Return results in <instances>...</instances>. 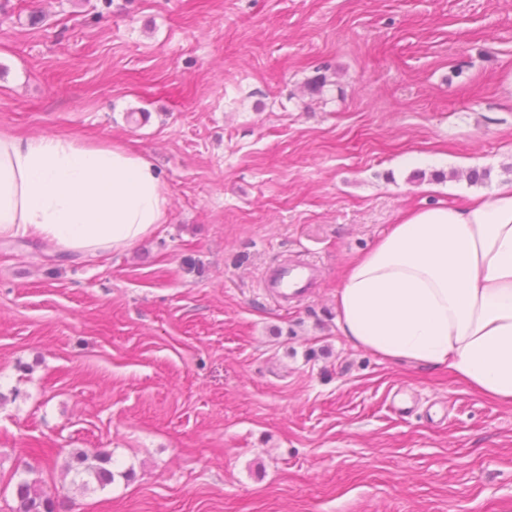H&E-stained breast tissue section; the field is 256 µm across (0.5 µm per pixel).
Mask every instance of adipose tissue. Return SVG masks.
Returning <instances> with one entry per match:
<instances>
[{
	"instance_id": "ef3b65f1",
	"label": "adipose tissue",
	"mask_w": 512,
	"mask_h": 512,
	"mask_svg": "<svg viewBox=\"0 0 512 512\" xmlns=\"http://www.w3.org/2000/svg\"><path fill=\"white\" fill-rule=\"evenodd\" d=\"M153 163L125 145L0 132V239L64 254L131 247L165 223ZM337 325L386 360L447 367L512 404V188L407 215L347 269Z\"/></svg>"
}]
</instances>
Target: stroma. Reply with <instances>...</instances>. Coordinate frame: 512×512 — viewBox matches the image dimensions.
I'll use <instances>...</instances> for the list:
<instances>
[{"mask_svg": "<svg viewBox=\"0 0 512 512\" xmlns=\"http://www.w3.org/2000/svg\"><path fill=\"white\" fill-rule=\"evenodd\" d=\"M0 130L120 141L169 196L129 249L0 240V512L27 476L55 512H512V405L334 303L407 213L512 187V0H0ZM315 278V269L310 265H283L269 276V287L274 290L284 305L294 297L307 293ZM77 460L84 465L80 473H84L95 480L100 487L103 488L114 481V473L106 467L111 462L110 455L102 452L88 454L83 451L77 456Z\"/></svg>", "mask_w": 512, "mask_h": 512, "instance_id": "obj_1", "label": "stroma"}]
</instances>
